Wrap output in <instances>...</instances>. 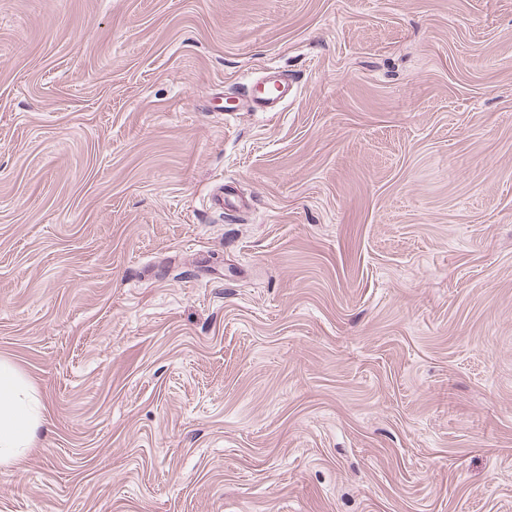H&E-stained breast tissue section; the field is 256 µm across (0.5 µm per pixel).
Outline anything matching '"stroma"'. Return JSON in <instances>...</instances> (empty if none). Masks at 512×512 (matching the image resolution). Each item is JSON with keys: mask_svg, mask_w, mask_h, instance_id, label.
I'll return each instance as SVG.
<instances>
[{"mask_svg": "<svg viewBox=\"0 0 512 512\" xmlns=\"http://www.w3.org/2000/svg\"><path fill=\"white\" fill-rule=\"evenodd\" d=\"M0 358V512H512V0H0ZM280 75L282 74L276 68L268 69L261 83L249 85L244 94L236 98L240 108L261 112L274 111L291 91L290 84L282 80ZM240 108L226 109L224 112H238ZM44 407L31 381L0 360V465L16 464L32 448L44 422Z\"/></svg>", "mask_w": 512, "mask_h": 512, "instance_id": "obj_1", "label": "stroma"}]
</instances>
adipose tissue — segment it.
I'll use <instances>...</instances> for the list:
<instances>
[{
  "mask_svg": "<svg viewBox=\"0 0 512 512\" xmlns=\"http://www.w3.org/2000/svg\"><path fill=\"white\" fill-rule=\"evenodd\" d=\"M44 422V407L31 381L0 360V465L16 464L32 448Z\"/></svg>",
  "mask_w": 512,
  "mask_h": 512,
  "instance_id": "adipose-tissue-1",
  "label": "adipose tissue"
}]
</instances>
